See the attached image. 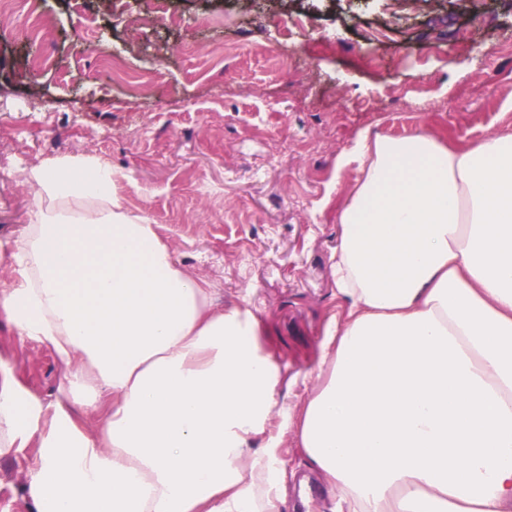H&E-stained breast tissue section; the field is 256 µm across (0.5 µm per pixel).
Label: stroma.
I'll use <instances>...</instances> for the list:
<instances>
[{
  "label": "stroma",
  "mask_w": 512,
  "mask_h": 512,
  "mask_svg": "<svg viewBox=\"0 0 512 512\" xmlns=\"http://www.w3.org/2000/svg\"><path fill=\"white\" fill-rule=\"evenodd\" d=\"M0 28V241L29 220L23 168L65 155L111 163L122 204L149 219L175 260L246 305L282 367L280 397L306 398L329 320L338 216L363 134L512 133V0H44L48 41L23 4ZM146 26H138V17ZM161 68L139 96L113 79ZM0 352L43 402L52 352L0 324ZM285 512H335L295 433L280 437ZM35 447L0 456V512H33Z\"/></svg>",
  "instance_id": "1"
}]
</instances>
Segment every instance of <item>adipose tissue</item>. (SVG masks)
<instances>
[{
    "instance_id": "adipose-tissue-1",
    "label": "adipose tissue",
    "mask_w": 512,
    "mask_h": 512,
    "mask_svg": "<svg viewBox=\"0 0 512 512\" xmlns=\"http://www.w3.org/2000/svg\"><path fill=\"white\" fill-rule=\"evenodd\" d=\"M352 164L344 308L296 412L256 316L124 210L110 163L25 170L0 322L61 376L42 402L0 355V456L37 442L34 512H282L291 428L348 512H512V134L365 136Z\"/></svg>"
}]
</instances>
